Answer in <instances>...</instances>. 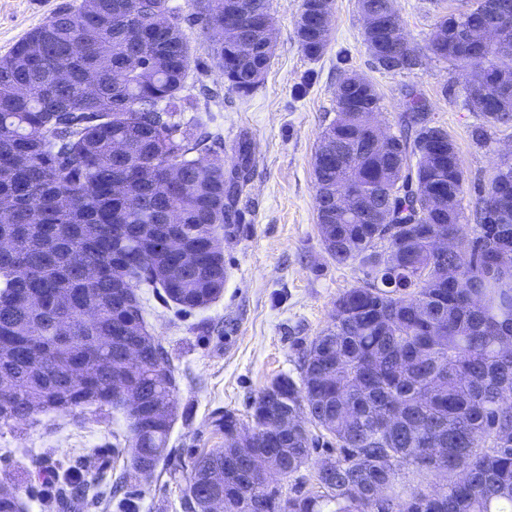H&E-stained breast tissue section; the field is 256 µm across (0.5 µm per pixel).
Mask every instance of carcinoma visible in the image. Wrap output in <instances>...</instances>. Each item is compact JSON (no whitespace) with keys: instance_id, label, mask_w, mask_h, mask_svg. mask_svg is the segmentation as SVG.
<instances>
[{"instance_id":"obj_1","label":"carcinoma","mask_w":512,"mask_h":512,"mask_svg":"<svg viewBox=\"0 0 512 512\" xmlns=\"http://www.w3.org/2000/svg\"><path fill=\"white\" fill-rule=\"evenodd\" d=\"M363 15L392 14L391 0H358ZM204 26L224 21L233 4L274 27L271 0H192ZM512 13V0H475L443 17L422 47L391 49L406 39L399 16L376 32L363 29L373 65L414 71L429 60L464 70L461 92L487 128L512 125V31L480 53L467 42L490 8ZM300 50L319 59L330 29L298 23ZM265 29L238 25L210 52L224 84L249 97L263 82L272 53ZM43 53L29 54L35 39ZM241 40L253 43L248 55ZM87 52L70 53L73 43ZM169 0H81L30 31L0 57V377L12 381L0 421L35 413L110 406L126 381L141 397V424L115 490L138 471L153 472L166 452L177 380L159 341L141 335L136 289L163 290L182 311L201 309L224 290V260L205 248L208 232L237 228L230 200L242 192L254 159L251 140L226 159L190 157L209 150L200 121L182 122L195 106L186 94L197 67ZM336 119L313 157L317 223L338 265L359 263L363 284L341 293L333 326L315 337L299 377L282 374L252 405L251 428L288 413L308 416L302 434L251 436L241 446L211 448L193 461L184 490L197 508L213 494L224 512H374L386 497L396 512H512V194L475 190L461 202L466 175L447 131L432 124L425 99L407 94L400 135L377 146L373 122L381 97L364 74L345 71L336 84ZM349 183L370 199L372 223L336 200ZM448 230V250L430 240ZM180 235L198 247L191 269L162 250L140 256L135 243ZM390 254L391 267L371 259ZM87 308L98 312L87 322ZM67 324L59 338V323ZM142 366L130 372L125 352ZM225 435L246 427L226 411ZM336 441L335 470L316 467L312 490L290 494L258 483L249 461L261 455L291 477L311 460L320 438ZM431 473L447 478L426 492ZM0 512H23L14 488L0 485Z\"/></svg>"}]
</instances>
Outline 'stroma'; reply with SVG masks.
I'll return each mask as SVG.
<instances>
[{
	"label": "stroma",
	"instance_id": "35a3bbf8",
	"mask_svg": "<svg viewBox=\"0 0 512 512\" xmlns=\"http://www.w3.org/2000/svg\"><path fill=\"white\" fill-rule=\"evenodd\" d=\"M80 0H0V57L28 32ZM466 0H395L405 32L424 45L440 17ZM199 66L187 80L201 118L231 157L250 138L255 162L237 206L242 220L223 243L227 278L221 296L188 313L140 289L149 332L165 348L177 379L176 417L169 456L151 477L131 479L139 512H190L183 488L194 457L222 447L214 422L224 411L247 418L260 392L277 375H297L310 342L334 322V302L362 284L358 264L339 266L324 250L317 224L313 157L322 130L336 117V80L346 70L366 74L380 95V123L399 131L408 91L425 98L434 125L456 145L469 184H488L512 150V126L491 128L485 144L472 132L482 123L460 94L463 71L432 60L422 69H376L363 43L357 0H334L330 44L318 60L297 43L301 0H272L276 46L261 86L247 98L228 90L209 61L214 35L204 30L190 0H171ZM216 90L204 98L201 88ZM128 421L109 407L40 415L38 422H0V481L13 484L25 512H61L56 474L88 481L79 512H120L111 486L130 454Z\"/></svg>",
	"mask_w": 512,
	"mask_h": 512
}]
</instances>
